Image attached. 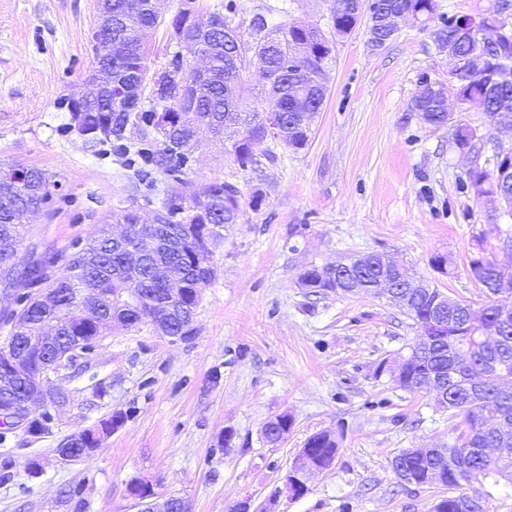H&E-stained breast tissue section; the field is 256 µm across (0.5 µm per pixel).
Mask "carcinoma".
Listing matches in <instances>:
<instances>
[{"label":"carcinoma","mask_w":512,"mask_h":512,"mask_svg":"<svg viewBox=\"0 0 512 512\" xmlns=\"http://www.w3.org/2000/svg\"><path fill=\"white\" fill-rule=\"evenodd\" d=\"M392 9L420 13L424 21L436 15V0H391ZM209 16V65L202 72L168 71L155 86H142L140 79L151 72L148 40L162 24L152 0H112L113 38L121 39L123 51L92 66L112 69V95L84 101V111L70 113V126L86 133L88 149L98 152L105 145L125 157L133 169L135 187H144L150 201L156 187L155 174L168 180L184 181L191 169L197 138L202 133L224 137V124L233 121L245 131L258 130L268 119V96L281 92L279 108L295 112L309 108L306 123L289 120L270 141L293 150L309 142L312 116L321 110L327 87L326 69L335 59L336 37L353 32L350 0H336L333 32L326 36L318 28L303 23L272 24L266 15L254 14L249 20L250 40L235 39L226 31L237 10ZM198 12L196 0H180L178 12L169 22L176 44L192 55L198 52ZM435 40L448 48V56L458 60L489 57L508 58L495 65L502 82L494 89L486 86L481 66L457 64L448 67V83L457 87L462 101L482 98L485 112L497 125L503 112L512 114V46L499 52L481 44L478 32L465 34L448 22L435 31ZM258 58L265 68L258 73L261 99L251 109L242 107L251 73L246 59ZM444 84L424 83L413 99V109L429 124L446 112ZM458 149L477 156L485 141L468 126L454 133ZM245 166L254 162L252 142L244 137L225 148ZM58 183L42 170L30 167L25 180L18 183L0 180V270L12 269L16 275L14 308L0 314L5 324L20 325L25 336H41L52 329L58 336L56 353L64 357L65 368L74 367L69 357L70 337L78 336L93 349L114 325L135 328L151 318H161L166 334L193 335L192 322L197 311V290L212 280L215 249L224 240V226L239 223L242 215L241 191L231 183L212 181L196 186L188 197L170 195L160 210L167 215L175 238L171 246L159 248L132 266L126 254L112 249V232L98 228L84 242L72 245L62 272H54L56 258L47 254L24 260L19 246L26 228L27 211L40 210L53 197ZM121 223L127 225L126 249L140 245L139 230H147L135 208L124 209ZM363 268L343 263L341 271L329 266L310 265L299 280L314 294L342 291L351 294L384 295L382 283L403 285L408 271L382 262L370 254ZM497 256L484 241L476 240L468 263V273L484 295L479 309L455 299L432 283L415 285L402 291L405 313L430 343L416 344L400 363L382 361L377 372L390 374L392 381L410 393L427 391L429 377H445L452 391L444 410L449 418L461 419L463 428L448 444L431 457L419 448L401 451L392 461L400 482L416 485L438 483L455 494L442 498L434 512H487L486 501L468 495L475 475L481 482L512 485V286L503 288L496 273ZM160 264L178 268L179 293L157 278L153 267ZM336 438L329 432L310 436L304 444L307 462L329 468L337 453Z\"/></svg>","instance_id":"obj_1"}]
</instances>
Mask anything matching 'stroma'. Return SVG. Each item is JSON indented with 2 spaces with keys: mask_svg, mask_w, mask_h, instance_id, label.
<instances>
[{
  "mask_svg": "<svg viewBox=\"0 0 512 512\" xmlns=\"http://www.w3.org/2000/svg\"><path fill=\"white\" fill-rule=\"evenodd\" d=\"M234 2L241 19L266 14L330 32L334 0H196L201 16ZM438 17L408 23L384 47L360 25L336 43L328 92L304 149H278L275 161L241 166L219 143L200 138L185 184L165 194L224 181L243 200L260 195L224 232L218 271L201 295L186 341L150 325L115 328L86 369L64 384L73 402L52 432L11 434L0 444V512H137L128 495L142 482L157 499L176 495L190 512H232L248 500L268 512H432L447 487L400 485L392 468L406 448H444L452 422L430 394L410 393L381 361L394 364L417 340L399 307L372 295H313L299 285L309 264L383 252L444 293L482 306L467 273L476 237L498 244L512 216L478 197L467 177L472 158L456 148V125L487 145L512 147L477 104L451 124L422 122L412 100L422 82H447L448 53L434 32L445 18L478 19L494 0H436ZM97 0H0V164L35 167L59 183L49 207L28 224L21 252L68 255L96 226L120 232L135 178L115 152L93 155L67 125L61 100L79 89L93 58ZM446 254L453 276L436 272ZM109 388L96 395L94 385ZM122 426L92 459L66 462V438L114 412ZM293 424L268 442L281 414ZM326 431L339 448L306 493L289 500L283 480L307 438ZM43 471L29 475L28 460Z\"/></svg>",
  "mask_w": 512,
  "mask_h": 512,
  "instance_id": "1",
  "label": "stroma"
}]
</instances>
